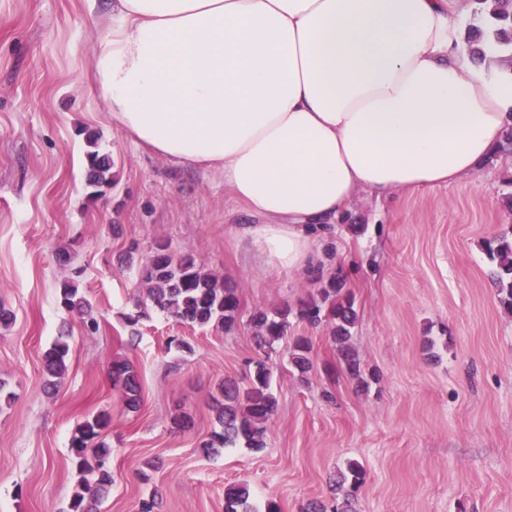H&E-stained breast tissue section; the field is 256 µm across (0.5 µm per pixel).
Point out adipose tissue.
I'll list each match as a JSON object with an SVG mask.
<instances>
[{"instance_id": "adipose-tissue-1", "label": "adipose tissue", "mask_w": 512, "mask_h": 512, "mask_svg": "<svg viewBox=\"0 0 512 512\" xmlns=\"http://www.w3.org/2000/svg\"><path fill=\"white\" fill-rule=\"evenodd\" d=\"M462 0H112L92 83L112 122L224 178L274 273L314 272L361 192L471 177L512 131V81L461 52Z\"/></svg>"}]
</instances>
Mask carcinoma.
<instances>
[{
  "mask_svg": "<svg viewBox=\"0 0 512 512\" xmlns=\"http://www.w3.org/2000/svg\"><path fill=\"white\" fill-rule=\"evenodd\" d=\"M477 3L479 8L475 14L484 25L473 24L468 28L466 51L490 63L503 56L512 60V0H477ZM87 159L90 185H110L109 158L94 150L88 152ZM487 254L497 267L501 303L512 313V240L503 236L487 242ZM142 281L146 284V298L137 304L139 308L150 304L177 323L192 328L213 326L231 332L238 326L240 302L237 289L204 271L188 252L173 253L165 245L157 246L142 268ZM60 298L61 305L68 311L82 317L88 315V302L79 294L74 281H63ZM293 312L312 326L329 323L346 372L361 387L369 386L368 379L374 375L364 377L361 359L350 346L351 328L356 321L353 300L341 295V289L334 283L301 303L295 311L285 307L272 313H254L250 322L256 329L258 350H271L275 343L286 338L288 317ZM310 352V341L303 336L294 338L288 348V364L302 378L313 367ZM68 354L69 345L64 341L54 343L43 353L44 371L48 377L59 378L65 373ZM112 379L122 385L127 407L137 408L140 383L131 364L126 360L112 362ZM218 393L213 409L222 431L213 432L203 447L213 450L242 441L257 452L265 448L267 423L277 408L272 392V368L267 362L255 361L253 371L245 380L225 381L218 385ZM110 422L111 416L100 412L79 425L71 437L72 456L88 478L74 495L70 512H96L99 496L112 483L111 448L98 441ZM363 480V468L356 462L349 463L346 471L335 480L332 502H311L305 512H352L354 493ZM224 512H258L251 503L247 484H233L225 489Z\"/></svg>",
  "mask_w": 512,
  "mask_h": 512,
  "instance_id": "1",
  "label": "carcinoma"
}]
</instances>
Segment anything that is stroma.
Segmentation results:
<instances>
[{
	"instance_id": "obj_1",
	"label": "stroma",
	"mask_w": 512,
	"mask_h": 512,
	"mask_svg": "<svg viewBox=\"0 0 512 512\" xmlns=\"http://www.w3.org/2000/svg\"><path fill=\"white\" fill-rule=\"evenodd\" d=\"M111 0H0V512H69L82 475L70 439L106 411L112 484L98 512H224V489L247 484L257 505L303 512L333 496L329 480L362 465L355 512H512V314L499 301L486 243L512 232L498 191L512 163L378 200L359 193L321 239L323 272L276 274L240 243L251 216L222 176L174 165L112 124L89 82L90 15ZM112 160L102 192L88 183L89 139ZM192 253L232 283L240 324L230 333L185 327L158 311L137 328L140 269L157 245ZM74 279L96 331L60 304ZM340 281L358 314L352 345L377 384L359 390L327 328L291 321L309 337L314 367L300 381L285 344L269 360L278 400L266 446L207 451L210 396L243 378L256 357L253 313L297 306ZM186 339L191 351L170 346ZM70 347L46 384L42 355ZM142 385L128 410L112 362ZM190 417L188 427L173 423Z\"/></svg>"
}]
</instances>
